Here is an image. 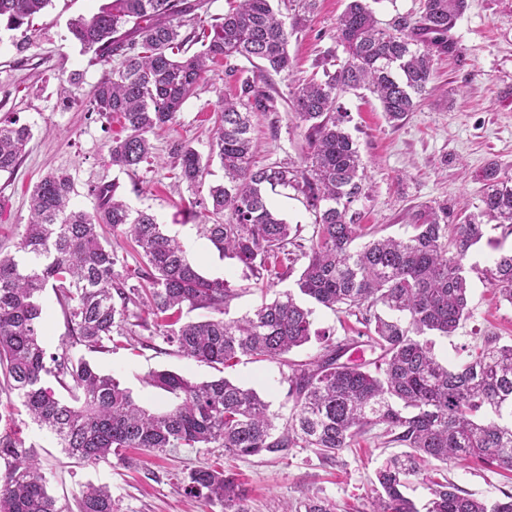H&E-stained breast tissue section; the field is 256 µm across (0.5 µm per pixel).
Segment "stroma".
Wrapping results in <instances>:
<instances>
[{
    "label": "stroma",
    "instance_id": "35a3bbf8",
    "mask_svg": "<svg viewBox=\"0 0 512 512\" xmlns=\"http://www.w3.org/2000/svg\"><path fill=\"white\" fill-rule=\"evenodd\" d=\"M105 2L53 0L34 19L26 33L28 49L21 54L11 32L0 33V122L25 124L33 133L16 170L0 173V250L14 251L16 227L29 215L30 192L48 172H67L74 181L75 206L89 212L95 207L91 187L115 182L131 209L150 212L158 223L178 231L188 258L206 277L228 280L240 289L229 314L242 316L260 302V291L249 289L242 263L222 257L197 231L204 213L200 201L207 198L211 185L223 182L224 170L219 162H210L201 184L188 185L175 176L177 161L171 147L184 143L208 155L220 96L234 94L241 79L256 77L257 71L243 59L233 72L224 61L211 64L175 120L152 136L154 161L131 172L112 167L108 147L122 136L121 125L86 109L104 68L82 52L68 30L72 18L91 16ZM347 2L318 0L307 29L290 38L291 74L269 78L277 109L253 117L260 144L258 164L302 166L308 150L306 129L289 103L290 93L302 80L322 73L328 52L335 47L336 21ZM452 35L462 49L461 58L439 60L430 93L399 124L386 120L379 101L368 91L346 93L340 99L349 115L346 129L366 165V196L355 208L362 223L381 235H404L420 204L444 200L455 215L475 212L483 192L480 174L489 163L512 176V0H468ZM269 200L281 218L298 227V244L309 245L314 216L305 197L280 188ZM41 304L47 352L66 349L77 357L89 356L148 409L169 404L163 393L143 383L151 370L169 369L196 381L220 374L207 364L168 353L161 339L150 338L141 328L112 351L87 354L83 346L71 343L52 290L42 293ZM469 308V317L455 335L437 338L440 360H459L466 347L488 335L512 342V304L476 277L470 283ZM222 374L256 390L272 411L288 417L287 367L244 357ZM13 428L32 444L48 491L63 512H78L77 499L90 483L110 489L118 512H221L220 506L189 496L181 479L191 470L224 462L230 463L247 492L248 512H282L287 506L297 510L310 496L345 504L347 512H361L376 468L391 454L369 438L345 449L333 462L309 448L231 461L220 448H178L162 456L137 452L128 463L114 460L91 466L67 458L51 435L26 416H17ZM448 479L477 498L512 493V480L470 462L449 467Z\"/></svg>",
    "mask_w": 512,
    "mask_h": 512
}]
</instances>
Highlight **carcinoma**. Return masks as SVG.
Wrapping results in <instances>:
<instances>
[{
	"mask_svg": "<svg viewBox=\"0 0 512 512\" xmlns=\"http://www.w3.org/2000/svg\"><path fill=\"white\" fill-rule=\"evenodd\" d=\"M51 2L0 0V24L10 31L29 26ZM272 2L230 0L206 28L205 0H110L92 17L69 23L72 39L107 66L87 111L123 120L126 135L109 146L113 166L135 171L151 161L150 135L174 120L209 64L243 58L262 75L289 69L288 40L306 28L316 0H303L287 20ZM466 8L467 0H422L418 17L398 15L383 27L367 0H349L336 23L345 57L292 92L291 106L307 128L309 152L300 169L254 162L259 145L251 115L276 111L266 87L244 81L234 96L220 99L208 159L219 160L224 182L200 202L212 223L197 225L199 234L269 282L306 259L297 291L264 296L241 318L224 319L238 289L200 273L177 236L154 215L131 210L116 184L91 189L96 206L89 213L71 204L68 173L45 175L31 192L16 254L0 253V391L16 395L63 452L90 464L123 460L131 448L155 455L222 448L231 457L311 448L331 459L374 431L405 452L375 471L366 512H419L403 492L411 477L422 478L429 490L426 512H512V493L478 499L443 475L449 464L465 461L512 473V343L485 336L459 362L443 365L427 338L451 336L469 317L471 272L512 304V252L483 269L464 264L485 235L484 220L512 233V177L496 165L485 168L479 211L461 224L449 223L448 202L436 201L413 212L410 235L373 231L358 247L366 232L353 205L365 197V166L339 104L343 94L367 90L388 121L404 119L429 92L435 61L462 56L451 31ZM186 26L190 31L181 32ZM195 44L200 50L187 53ZM30 139L28 127L0 124V172L16 168ZM171 151L181 180H202L207 165L193 147L177 143ZM277 186L301 192L314 214L310 246L298 254L288 249L297 235L266 196ZM112 235L135 244L134 267L112 248ZM49 287L73 343L93 352L142 327L172 353L213 366L231 367L241 356L287 366L290 416L278 424L279 415L255 390L225 377L195 382L169 370L152 372L146 383L172 404L163 411L144 408L84 358L66 350L47 354L38 297ZM301 295L356 316V333L375 357L348 356L353 338L312 333L313 309L303 306ZM200 309L208 312L203 319L183 320L184 311ZM313 335L322 340L316 356L287 358ZM50 376L69 399L57 396ZM0 459V512H62L23 438L0 434ZM183 483L222 512H247L245 489L228 468L191 470ZM303 508L342 512L337 502L317 496ZM79 509L118 512L112 492L92 485L82 491Z\"/></svg>",
	"mask_w": 512,
	"mask_h": 512,
	"instance_id": "carcinoma-1",
	"label": "carcinoma"
}]
</instances>
